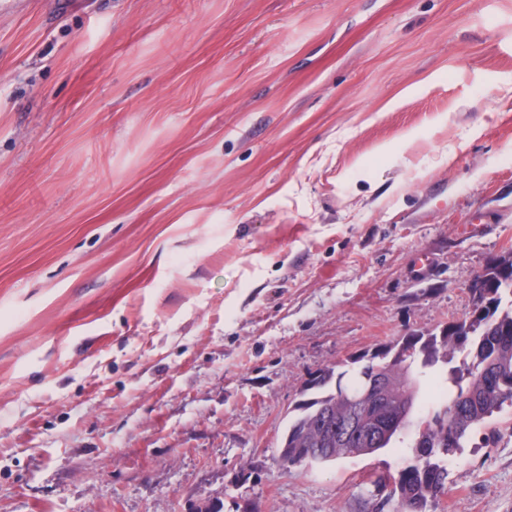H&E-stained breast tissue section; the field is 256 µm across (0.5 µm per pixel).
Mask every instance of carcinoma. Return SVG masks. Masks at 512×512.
<instances>
[{
    "mask_svg": "<svg viewBox=\"0 0 512 512\" xmlns=\"http://www.w3.org/2000/svg\"><path fill=\"white\" fill-rule=\"evenodd\" d=\"M484 287L470 289L472 308L461 320L434 329L416 330L378 345L351 359L338 372L326 366L307 380L281 438L284 469L329 464L350 454L371 455L390 448L414 430L415 453L391 480L371 482L382 503H395V512H427L428 505L447 488L448 460L456 455L477 427H483L504 408L512 407V258L485 268ZM459 363H454L455 354ZM395 375L405 384L390 388L373 409V416L394 421L399 431L384 442L365 448L350 439L336 452L328 448L334 415L350 411L349 400L366 392L370 379ZM431 382V398L419 399L421 386ZM432 443L426 448L424 444Z\"/></svg>",
    "mask_w": 512,
    "mask_h": 512,
    "instance_id": "1",
    "label": "carcinoma"
}]
</instances>
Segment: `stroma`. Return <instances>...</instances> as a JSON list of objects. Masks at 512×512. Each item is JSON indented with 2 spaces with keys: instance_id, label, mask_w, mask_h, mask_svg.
I'll list each match as a JSON object with an SVG mask.
<instances>
[{
  "instance_id": "obj_1",
  "label": "stroma",
  "mask_w": 512,
  "mask_h": 512,
  "mask_svg": "<svg viewBox=\"0 0 512 512\" xmlns=\"http://www.w3.org/2000/svg\"><path fill=\"white\" fill-rule=\"evenodd\" d=\"M510 251L512 0H0V512H393L288 412ZM494 425L430 512H512Z\"/></svg>"
}]
</instances>
